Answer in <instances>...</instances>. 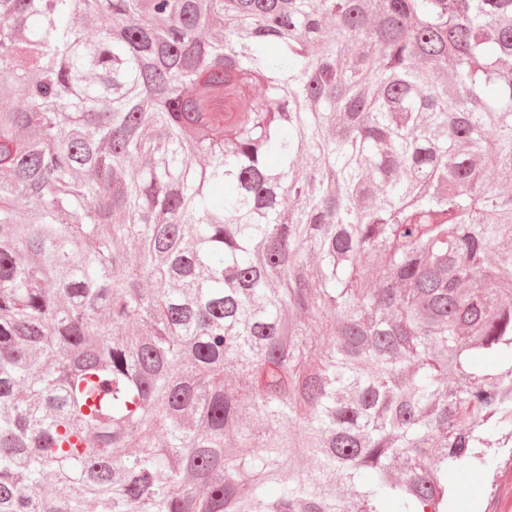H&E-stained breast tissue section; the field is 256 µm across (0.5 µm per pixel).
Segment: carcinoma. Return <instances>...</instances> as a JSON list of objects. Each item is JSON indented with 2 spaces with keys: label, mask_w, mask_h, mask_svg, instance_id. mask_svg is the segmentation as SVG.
<instances>
[{
  "label": "carcinoma",
  "mask_w": 512,
  "mask_h": 512,
  "mask_svg": "<svg viewBox=\"0 0 512 512\" xmlns=\"http://www.w3.org/2000/svg\"><path fill=\"white\" fill-rule=\"evenodd\" d=\"M0 98V512L512 461V0H0Z\"/></svg>",
  "instance_id": "cac0c4a2"
}]
</instances>
